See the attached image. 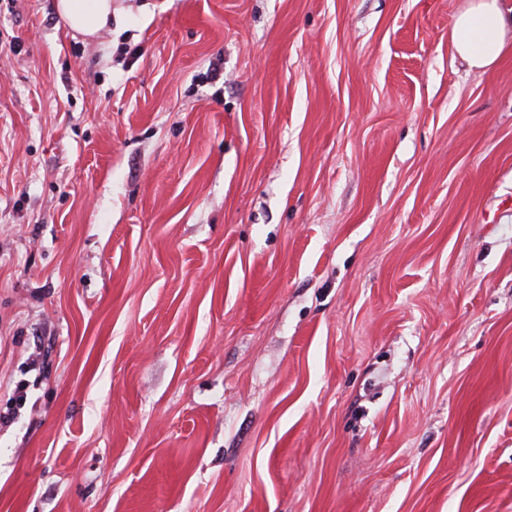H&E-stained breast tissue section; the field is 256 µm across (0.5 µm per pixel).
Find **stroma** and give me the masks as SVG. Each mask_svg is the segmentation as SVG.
<instances>
[{
    "mask_svg": "<svg viewBox=\"0 0 512 512\" xmlns=\"http://www.w3.org/2000/svg\"><path fill=\"white\" fill-rule=\"evenodd\" d=\"M465 5L0 0V512H512V48L469 68ZM56 9L72 30L86 37L112 24V0H57Z\"/></svg>",
    "mask_w": 512,
    "mask_h": 512,
    "instance_id": "35a3bbf8",
    "label": "stroma"
}]
</instances>
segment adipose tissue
<instances>
[{
	"instance_id": "obj_1",
	"label": "adipose tissue",
	"mask_w": 512,
	"mask_h": 512,
	"mask_svg": "<svg viewBox=\"0 0 512 512\" xmlns=\"http://www.w3.org/2000/svg\"><path fill=\"white\" fill-rule=\"evenodd\" d=\"M59 16L75 32L95 36L112 22V0H57ZM512 33V13L500 0H470L452 24L456 54L470 68L486 69L500 59Z\"/></svg>"
}]
</instances>
